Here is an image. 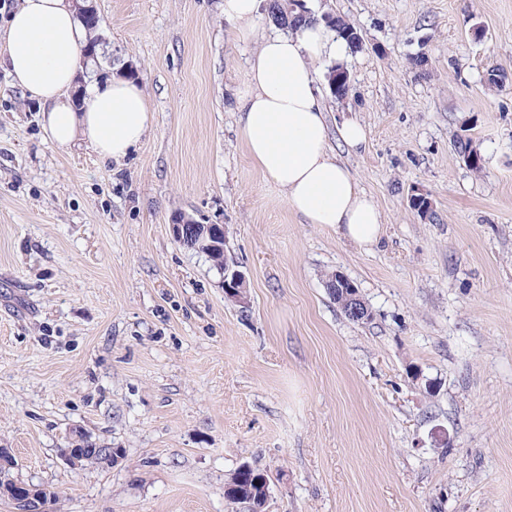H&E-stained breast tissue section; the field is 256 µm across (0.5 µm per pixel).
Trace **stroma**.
I'll use <instances>...</instances> for the list:
<instances>
[{
	"mask_svg": "<svg viewBox=\"0 0 512 512\" xmlns=\"http://www.w3.org/2000/svg\"><path fill=\"white\" fill-rule=\"evenodd\" d=\"M112 67L150 103L144 141L105 160L45 137L0 68V448L48 512H245L224 482L250 462L267 512H512V0H307L362 49L351 91L321 84L329 147L372 196L378 241L307 224L238 136L257 42L221 0H95ZM425 54L424 70L410 63ZM472 138L469 168L455 149ZM418 191L433 217L409 204ZM221 224L247 277L224 294L175 215ZM373 317L349 321L328 273ZM122 449L69 465L75 432Z\"/></svg>",
	"mask_w": 512,
	"mask_h": 512,
	"instance_id": "1",
	"label": "stroma"
}]
</instances>
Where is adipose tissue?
<instances>
[{"mask_svg": "<svg viewBox=\"0 0 512 512\" xmlns=\"http://www.w3.org/2000/svg\"><path fill=\"white\" fill-rule=\"evenodd\" d=\"M238 40H258L248 84L237 96L239 136L266 177L280 186L290 210L307 224H328L360 246L379 238L380 214L350 169L328 148L327 112L314 68L342 59L343 40L313 24L288 35H257L260 0H223ZM85 31L70 0H21L11 14L0 64L15 85L44 106L42 127L60 146L87 142L101 157L128 156L149 128V102L139 85L118 77L88 85L75 106L67 91L78 79Z\"/></svg>", "mask_w": 512, "mask_h": 512, "instance_id": "adipose-tissue-1", "label": "adipose tissue"}]
</instances>
